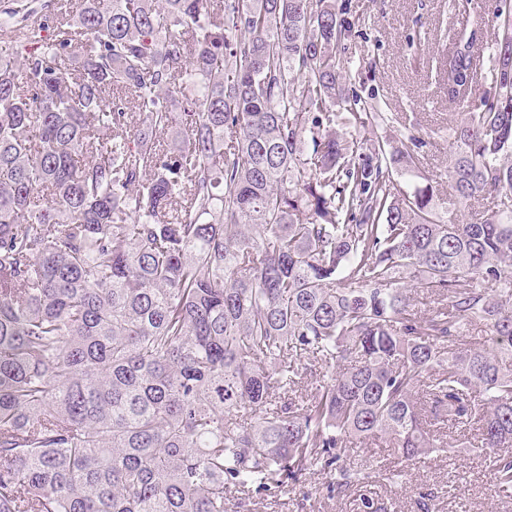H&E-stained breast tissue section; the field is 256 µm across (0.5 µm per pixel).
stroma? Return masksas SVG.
<instances>
[{
	"label": "stroma",
	"instance_id": "35a3bbf8",
	"mask_svg": "<svg viewBox=\"0 0 512 512\" xmlns=\"http://www.w3.org/2000/svg\"><path fill=\"white\" fill-rule=\"evenodd\" d=\"M356 18L352 36L342 45L346 94L374 99L388 120L374 132L386 139L416 136L418 174L429 181L440 216L448 214L449 141L459 119L449 104L438 59L446 49L441 32L475 31L478 74L489 67L488 48L494 42L496 0H346ZM463 430H449L446 441L455 448ZM353 460L370 469L369 491L381 512H419L421 498L434 496L440 512H512V501L495 491L483 460L457 452L416 464L409 483L389 479L397 469L393 450L374 442L360 448ZM306 498L254 497L251 512H360L358 495L329 494L324 479L310 480Z\"/></svg>",
	"mask_w": 512,
	"mask_h": 512
}]
</instances>
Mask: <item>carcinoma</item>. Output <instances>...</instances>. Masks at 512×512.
I'll list each match as a JSON object with an SVG mask.
<instances>
[{"mask_svg":"<svg viewBox=\"0 0 512 512\" xmlns=\"http://www.w3.org/2000/svg\"><path fill=\"white\" fill-rule=\"evenodd\" d=\"M35 13L0 10V512L345 495L376 439L403 484L473 421L511 498L512 0L451 135L448 204H492L470 221L397 181L416 139L361 137L384 113L344 94L336 0ZM474 53L443 54L450 104Z\"/></svg>","mask_w":512,"mask_h":512,"instance_id":"obj_1","label":"carcinoma"}]
</instances>
